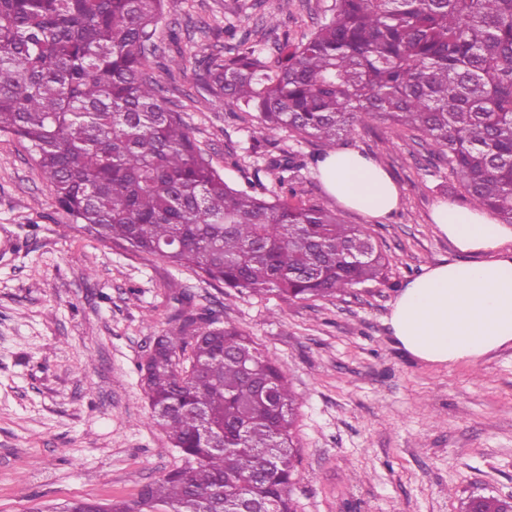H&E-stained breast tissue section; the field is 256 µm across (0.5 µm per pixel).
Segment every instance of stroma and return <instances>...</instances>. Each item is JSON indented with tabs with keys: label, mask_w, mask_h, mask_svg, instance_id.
<instances>
[{
	"label": "stroma",
	"mask_w": 512,
	"mask_h": 512,
	"mask_svg": "<svg viewBox=\"0 0 512 512\" xmlns=\"http://www.w3.org/2000/svg\"><path fill=\"white\" fill-rule=\"evenodd\" d=\"M331 2L187 0L159 22L149 62L227 183L258 177L265 197L367 225L388 260L383 280L328 299L258 296L97 240L57 204L24 144L0 133V512L132 501L181 465L151 420L138 366L184 308L220 312L285 366L297 397L298 512H461L469 497L512 495V345L474 363H430L400 348L389 325L408 281L458 259L431 215L447 202L470 206L461 184L423 142L378 121L338 146L390 175L400 194L391 215L341 208L310 165L279 187L268 155L312 154L317 142L280 131L254 148L252 113L219 103L197 79L225 28L269 46L296 42ZM172 56L183 65L169 76Z\"/></svg>",
	"instance_id": "1"
}]
</instances>
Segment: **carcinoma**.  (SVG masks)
I'll return each instance as SVG.
<instances>
[{
	"mask_svg": "<svg viewBox=\"0 0 512 512\" xmlns=\"http://www.w3.org/2000/svg\"><path fill=\"white\" fill-rule=\"evenodd\" d=\"M184 0H0V133L26 142L56 201L99 240L238 292L310 300L385 277L368 226L236 189L159 95L146 54ZM220 102L322 153L387 122L429 139L470 201L512 224V0H334L318 29L203 60ZM285 186L291 158L268 160ZM183 465L137 500L50 512H297L296 397L277 360L216 314L182 315L143 382Z\"/></svg>",
	"mask_w": 512,
	"mask_h": 512,
	"instance_id": "1",
	"label": "carcinoma"
}]
</instances>
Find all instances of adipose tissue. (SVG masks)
<instances>
[{
    "label": "adipose tissue",
    "mask_w": 512,
    "mask_h": 512,
    "mask_svg": "<svg viewBox=\"0 0 512 512\" xmlns=\"http://www.w3.org/2000/svg\"><path fill=\"white\" fill-rule=\"evenodd\" d=\"M319 170L345 208L380 218L398 206L389 174L358 152L332 151ZM432 220L460 257L408 281L391 312L393 337L426 362H474L512 344V227L449 203L436 207Z\"/></svg>",
    "instance_id": "adipose-tissue-1"
}]
</instances>
